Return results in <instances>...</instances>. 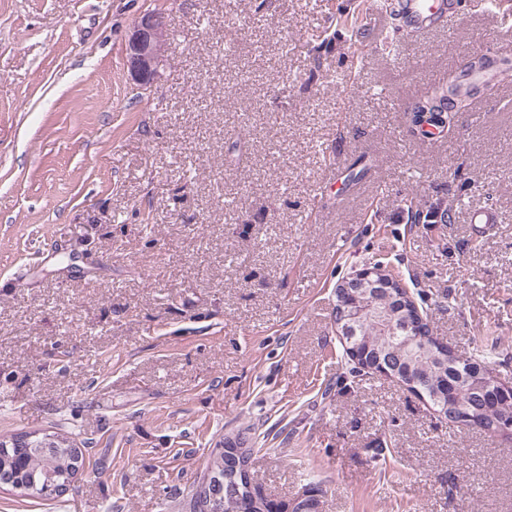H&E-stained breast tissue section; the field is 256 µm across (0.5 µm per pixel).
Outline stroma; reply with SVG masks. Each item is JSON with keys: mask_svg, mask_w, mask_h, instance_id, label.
<instances>
[{"mask_svg": "<svg viewBox=\"0 0 512 512\" xmlns=\"http://www.w3.org/2000/svg\"><path fill=\"white\" fill-rule=\"evenodd\" d=\"M511 9L410 36L376 0H0V436L86 457L62 496L0 486V512H186L237 433L277 503L512 512V440L352 374L333 312L382 263L512 383V87L432 137L404 110L512 52ZM147 12L170 36L143 87ZM165 18L153 12L141 16L131 28L127 46V66L140 86H150L158 73L167 40Z\"/></svg>", "mask_w": 512, "mask_h": 512, "instance_id": "1", "label": "stroma"}]
</instances>
